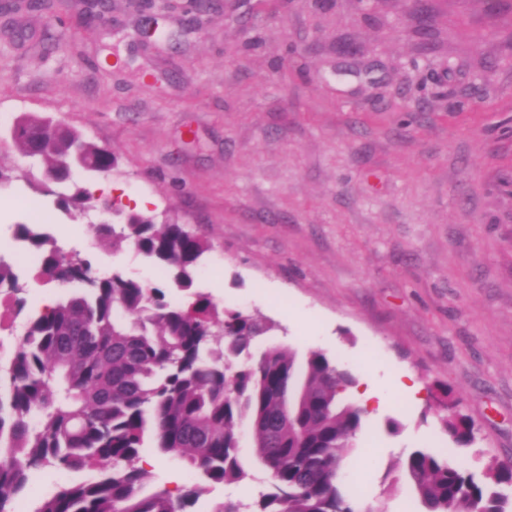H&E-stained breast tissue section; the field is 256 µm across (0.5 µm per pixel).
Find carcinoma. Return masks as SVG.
<instances>
[{
	"instance_id": "cac0c4a2",
	"label": "carcinoma",
	"mask_w": 512,
	"mask_h": 512,
	"mask_svg": "<svg viewBox=\"0 0 512 512\" xmlns=\"http://www.w3.org/2000/svg\"><path fill=\"white\" fill-rule=\"evenodd\" d=\"M14 143L43 171L76 150L91 171L116 162L111 149L45 116H26ZM55 195L66 212L92 198L76 182ZM96 232L114 250L132 244L168 267L183 290L209 249L181 224L134 213L119 225L98 224ZM16 237L41 255L51 279L70 263L38 224L17 225ZM16 283L13 263L0 254V288ZM272 329L263 317L220 310L207 299L173 304L164 287L118 272L93 276L92 287L78 285L30 315L13 356L0 362V512H10L29 471L43 466L90 474L45 498L36 512H183V501L168 492H143L146 436L205 481L233 483L244 476L238 429L245 421L270 490L252 511L224 502L215 512H373L341 475L363 423V410L342 399L352 375L320 351L302 364L282 347L253 359L252 342ZM444 410V431L457 446H473V419L456 401ZM403 468L425 512L512 506L511 461L492 457L476 473L417 448Z\"/></svg>"
}]
</instances>
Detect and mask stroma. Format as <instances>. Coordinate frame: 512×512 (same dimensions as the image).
<instances>
[{
  "label": "stroma",
  "mask_w": 512,
  "mask_h": 512,
  "mask_svg": "<svg viewBox=\"0 0 512 512\" xmlns=\"http://www.w3.org/2000/svg\"><path fill=\"white\" fill-rule=\"evenodd\" d=\"M84 26L75 0L0 17V129L25 113L63 120L116 164L96 195L167 216L209 249L192 288L134 247L73 225L0 141V253L14 256L31 206L65 252L98 272L204 296L275 322L253 354L320 351L356 383L364 411L344 481L374 512H421L403 471L427 448L464 468L512 460V0H106ZM157 18L170 41L132 34ZM475 422L458 447L439 424L445 390ZM144 493L185 512L256 500L269 476L240 429L246 473L203 483L185 461L142 450ZM34 470L24 512L81 480Z\"/></svg>",
  "instance_id": "35a3bbf8"
}]
</instances>
